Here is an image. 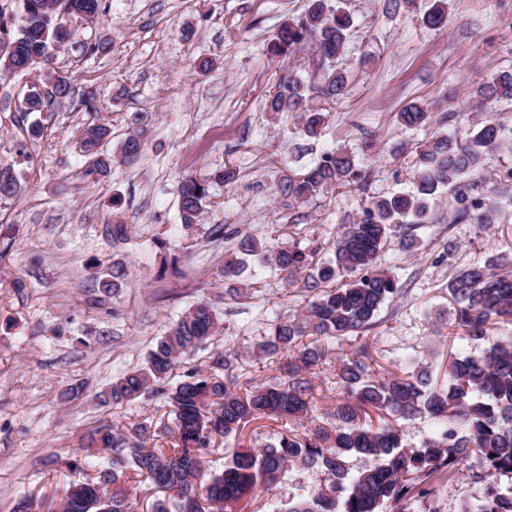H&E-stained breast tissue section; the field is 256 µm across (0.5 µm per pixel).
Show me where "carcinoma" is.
<instances>
[{
    "mask_svg": "<svg viewBox=\"0 0 512 512\" xmlns=\"http://www.w3.org/2000/svg\"><path fill=\"white\" fill-rule=\"evenodd\" d=\"M16 0H0V74L25 73L33 83L20 114L43 112L70 96L71 78L46 77L36 67L52 51L73 43L68 26L72 16L92 20L102 0H22V23L4 18ZM422 22L441 29L448 22V0H430ZM352 17L342 0H308L297 18L282 23L267 45L282 59L311 45L314 59L307 76L290 74L268 97L265 111L288 113L299 122L301 135L321 136L327 119L325 105L344 98L349 78L336 69L343 53ZM512 100V72H501L478 84L473 106L479 112L495 101ZM432 112L412 102L395 114L397 125L425 128ZM135 116L133 127L117 151L108 156L100 146L111 135L104 123L84 128L76 148L86 158L81 178L94 183L113 165L133 166L143 154L142 133ZM506 149L512 153V126L497 118L468 125L466 138L436 132L419 147L418 166L409 191L373 199L362 216L337 231L332 256L307 271L314 253L293 240L268 248L250 236L239 240L238 253L225 260L224 277L238 274L242 257L255 256L290 278L304 275V291L311 300L301 311L277 319L269 333L254 346V355L282 369L285 377L262 385L241 383L237 352L224 351L175 380L180 357L202 347L218 329V317L207 302L186 309L159 337L145 364L126 372L105 392L114 405L157 397L170 406L167 433L171 448L148 445L152 424L132 429L103 427L92 432L87 447L108 456L111 464L96 476L74 483L66 492L60 512H131L121 477H147L167 493L154 512H246L256 495L272 491L292 470L320 469L328 483L308 497L278 503L272 512H407L414 499L426 498L432 481H452L471 459L479 469L470 472L477 486L473 512H512V485L502 487L498 477L512 475V336H495L503 322H512V259L496 255L457 270L448 281V294L457 305L456 336L467 342L448 357L446 378L415 360L410 369L392 372L372 366L368 346L331 359L329 343L342 344L359 332L374 329L381 311L401 297L378 257L391 237L400 234L408 248L415 239L413 225L431 220L432 205L443 190L455 201L453 220L468 221L485 229L500 223L497 197H512V169L492 179L471 175L486 168V155ZM365 176L355 156L337 147L324 152L313 165L283 172L280 197L288 207L337 186H362ZM19 179L11 164L0 160V200L20 194ZM209 180L189 176L179 189L182 227L191 233L208 197ZM112 242H126L132 228L120 220L106 225ZM124 269L116 268L99 282L108 293L121 287ZM334 365L335 404L326 412L328 426L311 434L288 430L258 448L233 446L224 469L203 479L206 451L220 438L228 443L251 422L262 418L289 421L313 415L315 374ZM426 415L437 433L421 447L402 443L400 423ZM361 457L368 465L350 473L348 459Z\"/></svg>",
    "mask_w": 512,
    "mask_h": 512,
    "instance_id": "cac0c4a2",
    "label": "carcinoma"
}]
</instances>
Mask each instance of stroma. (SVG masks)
Instances as JSON below:
<instances>
[{"label": "stroma", "mask_w": 512, "mask_h": 512, "mask_svg": "<svg viewBox=\"0 0 512 512\" xmlns=\"http://www.w3.org/2000/svg\"><path fill=\"white\" fill-rule=\"evenodd\" d=\"M344 2L355 28L336 65L352 83L316 141L300 135L294 116L265 110L281 77L308 66L310 50L284 60L266 49L307 0H103L97 19L73 17L69 26L78 43L104 40L108 47L93 56L53 52L49 65L71 77L72 98L34 113L44 128L35 141L15 121L27 76L0 79V157L13 158L22 139L29 153L15 167L19 197L0 201L8 243L0 259V512H13L24 498L32 512H52L72 483L94 473L67 467L83 457L93 429L168 421L162 399L117 408L99 394L140 367L154 340L196 303H210L220 325L181 369L230 349L251 382L271 381L274 365L252 348L276 317L304 306L305 294L301 281L255 262L225 279L224 262L240 238L275 246L295 237L328 256L339 225L357 219L371 198L411 186L432 130L401 128L395 113L412 101L429 104L437 118L469 111L478 83L512 71V0H449L448 24L439 30L420 23L427 0L395 14L386 0ZM203 59L212 62L204 73L197 68ZM90 92L98 104L92 113L80 104ZM137 114L145 142L139 164L84 183V159L74 148L81 129L110 125L103 149L111 153ZM340 145L368 172L366 188L340 187L287 208L277 190L282 170L302 169ZM226 165L235 181L210 184L196 229L185 237L177 206L182 179ZM453 205L442 194L432 221L415 228L416 246L403 248L392 237L378 259L403 297L362 338L388 370L408 357L438 368L454 331L450 275L475 260L512 255V202H503L501 223L485 230L452 221ZM116 218L134 226L129 241L105 236ZM217 224L225 236H213ZM116 264L126 268L127 283L103 292L99 281ZM77 383L86 386L82 397L67 399ZM327 481L318 469L291 471L250 508L269 512L270 501L308 496ZM432 488L409 512H471L476 489L466 476Z\"/></svg>", "instance_id": "1"}]
</instances>
